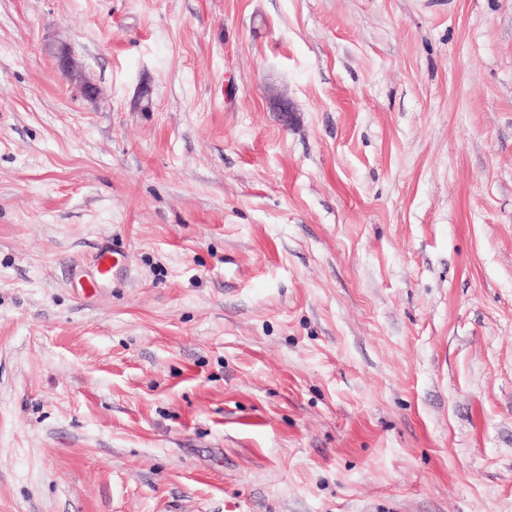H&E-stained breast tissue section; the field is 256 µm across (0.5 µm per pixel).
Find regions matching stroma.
<instances>
[{
  "label": "stroma",
  "mask_w": 512,
  "mask_h": 512,
  "mask_svg": "<svg viewBox=\"0 0 512 512\" xmlns=\"http://www.w3.org/2000/svg\"><path fill=\"white\" fill-rule=\"evenodd\" d=\"M0 512H512V0H0ZM57 58L61 72L77 85L83 95L91 99L97 98L96 85L84 75L65 47L59 50ZM114 254L118 253L113 250L101 251L98 253L91 270L82 272L74 278V287L79 290L83 298H92L110 280L113 268L116 265V263H113Z\"/></svg>",
  "instance_id": "stroma-1"
}]
</instances>
